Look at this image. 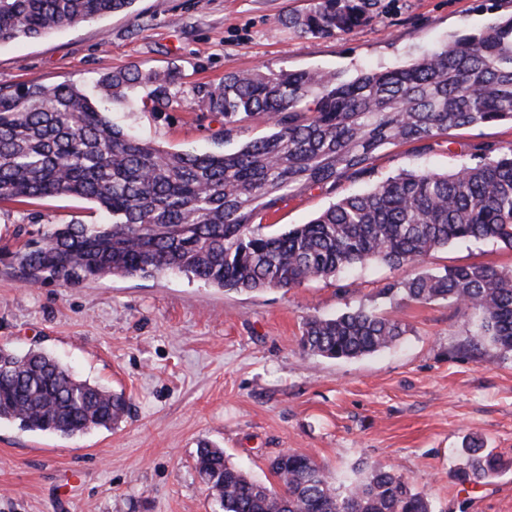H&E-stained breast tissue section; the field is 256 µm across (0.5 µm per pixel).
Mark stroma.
<instances>
[{"instance_id": "stroma-1", "label": "stroma", "mask_w": 512, "mask_h": 512, "mask_svg": "<svg viewBox=\"0 0 512 512\" xmlns=\"http://www.w3.org/2000/svg\"><path fill=\"white\" fill-rule=\"evenodd\" d=\"M309 4L136 0L39 40L0 43V89L89 88L131 65L170 70L176 105L154 112L115 102L112 122L171 151L232 150L267 135L269 122L254 116L225 137L223 115L187 109L199 85L253 70L315 69L351 79L418 58L495 18L476 0H380L368 24L313 38L285 22ZM481 143L512 145V124L452 129L425 152L412 144L381 149L370 176L294 194L258 222L265 233L308 223L401 171L454 170ZM104 220L95 205L70 196L0 202V244L51 224ZM473 263L510 267L512 251L460 242L433 252L422 268ZM411 274L370 262L297 288L237 293L177 272L29 286L0 266V347L45 351L129 403L112 429L75 437L0 420V512H216L195 468L204 441L271 485L270 459L291 449L314 458L337 486L392 466L429 496L433 512H512V357L472 347L464 312L447 303L385 295L387 284ZM360 307L397 315L410 330L393 346L350 360L301 350L306 318ZM471 443L498 459L497 474L464 478Z\"/></svg>"}]
</instances>
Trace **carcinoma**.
I'll return each mask as SVG.
<instances>
[{
    "instance_id": "carcinoma-1",
    "label": "carcinoma",
    "mask_w": 512,
    "mask_h": 512,
    "mask_svg": "<svg viewBox=\"0 0 512 512\" xmlns=\"http://www.w3.org/2000/svg\"><path fill=\"white\" fill-rule=\"evenodd\" d=\"M134 0H0V42L35 39L128 9ZM379 0H312L288 17L304 36L347 34ZM176 75L137 69L101 75L94 89L30 84L0 92V202L57 195L94 203L108 224H56L39 240L0 250L26 283L78 286L108 276L149 278L176 270L226 291L294 288L336 278L368 261L416 268L463 241L512 249V146L476 145L471 162L445 173L415 169L349 195L307 224L258 234L253 224L292 192L371 173L376 152L448 130L512 122V10L443 47L353 80L333 72L229 73L186 104L219 112L233 128L255 114L270 134L233 152H172L114 124L105 102L150 89L143 107L174 103ZM414 303L444 301L477 317L478 344L512 355V268L486 264L415 272L385 288ZM408 325L374 309L305 320L300 348L347 360L392 346ZM121 394L69 373L42 350L0 349V420L74 436L110 429L125 415ZM497 471L488 454L468 462ZM196 469L223 512H432L427 494L392 467L373 468L346 491L313 458L285 450L270 462L279 487L229 464L208 443Z\"/></svg>"
}]
</instances>
